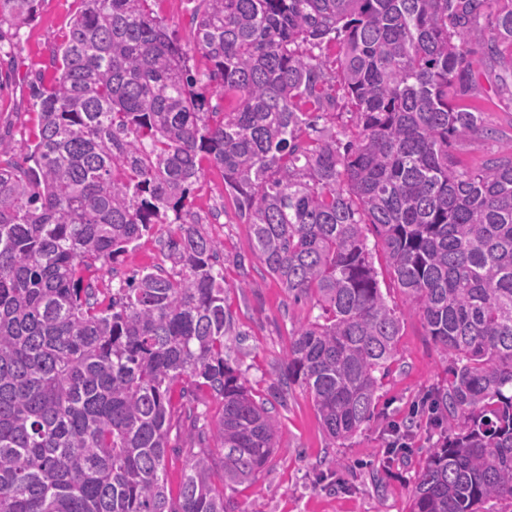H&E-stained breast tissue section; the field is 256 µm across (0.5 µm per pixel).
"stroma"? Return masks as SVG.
<instances>
[{"mask_svg": "<svg viewBox=\"0 0 512 512\" xmlns=\"http://www.w3.org/2000/svg\"><path fill=\"white\" fill-rule=\"evenodd\" d=\"M197 5L198 0H154L152 8L175 31L192 68L203 72L208 63L191 34ZM81 7V0H38L35 19L13 36L10 54L0 55V138L15 147L7 154V161L23 163L25 147L38 132L39 107L30 96L29 84L39 77L52 80L51 51L64 41ZM489 38L485 28L468 37L476 84L460 102L480 110L485 124L498 136L453 143V155L470 169L479 168L490 154L512 141V95L494 90L495 74L485 51ZM191 209L202 218L200 232L220 245L224 305L242 334L234 347L246 385L255 398L273 400L285 376L291 336L317 316L318 310L312 301L289 300L284 288L254 255L250 229L239 220L235 203L224 190L222 169L205 165L191 197ZM169 231V225H156L114 266L82 270L84 282L109 288L145 267L170 271L171 264L160 245ZM372 264L386 301L402 318V330L396 360L383 380L371 422L342 447H333L310 396L301 386L292 385L283 393V401L275 405L278 448L268 467L256 480L229 492L241 512H407L409 491L438 432L426 425L418 428L408 460L388 466L384 463L387 427L410 419L417 403L447 381L448 358L427 336L420 316L408 310L404 294L390 278L383 253L374 252ZM172 405L174 427L166 476L169 488L176 492L189 446L185 410L205 406L210 422L215 423L223 413V404L212 398L207 388L184 379L173 388Z\"/></svg>", "mask_w": 512, "mask_h": 512, "instance_id": "obj_1", "label": "stroma"}]
</instances>
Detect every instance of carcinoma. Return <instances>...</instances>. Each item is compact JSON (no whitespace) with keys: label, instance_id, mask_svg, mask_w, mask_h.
<instances>
[{"label":"carcinoma","instance_id":"obj_1","mask_svg":"<svg viewBox=\"0 0 512 512\" xmlns=\"http://www.w3.org/2000/svg\"><path fill=\"white\" fill-rule=\"evenodd\" d=\"M37 0H0V28ZM151 0H82L34 86L33 165L0 166V512H241L277 423L228 359L217 245L189 207L202 161L250 226L254 252L320 313L293 334L282 385L311 395L332 445L371 421L401 318L363 229L448 356L429 410L448 434L426 452L409 512H487L512 501V144L469 169L456 139L490 135L456 102L474 82L468 36L512 75V6L498 0H199L192 71ZM338 49V70L324 48ZM340 86L357 133L314 114ZM233 101L231 108L212 98ZM164 255L98 305L79 269L116 262L157 224ZM195 380L224 404L189 411L180 490L167 486L171 390ZM223 471L222 488L214 482Z\"/></svg>","mask_w":512,"mask_h":512}]
</instances>
